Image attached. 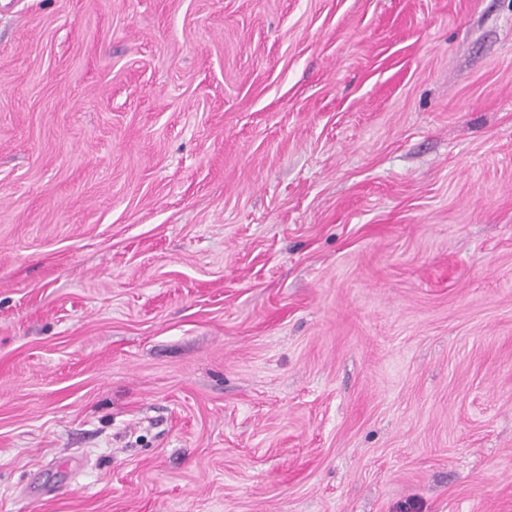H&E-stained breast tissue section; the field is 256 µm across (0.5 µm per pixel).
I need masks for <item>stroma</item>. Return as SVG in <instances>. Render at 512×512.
Listing matches in <instances>:
<instances>
[{
  "label": "stroma",
  "mask_w": 512,
  "mask_h": 512,
  "mask_svg": "<svg viewBox=\"0 0 512 512\" xmlns=\"http://www.w3.org/2000/svg\"><path fill=\"white\" fill-rule=\"evenodd\" d=\"M0 512H512V0H0Z\"/></svg>",
  "instance_id": "35a3bbf8"
}]
</instances>
